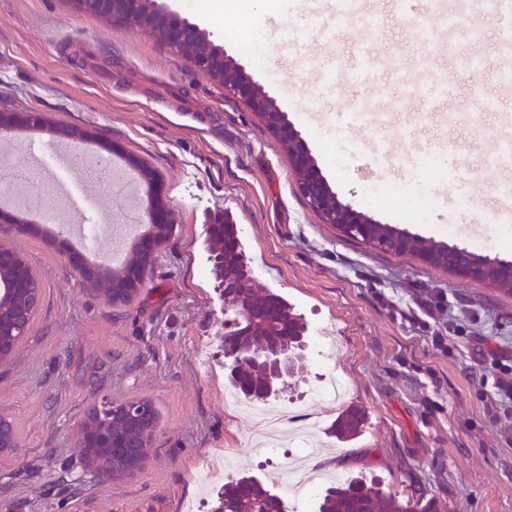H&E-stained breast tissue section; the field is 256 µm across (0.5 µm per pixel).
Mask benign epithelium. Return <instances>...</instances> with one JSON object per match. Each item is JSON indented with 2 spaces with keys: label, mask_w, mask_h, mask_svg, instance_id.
<instances>
[{
  "label": "benign epithelium",
  "mask_w": 512,
  "mask_h": 512,
  "mask_svg": "<svg viewBox=\"0 0 512 512\" xmlns=\"http://www.w3.org/2000/svg\"><path fill=\"white\" fill-rule=\"evenodd\" d=\"M72 3L78 10L94 14L114 25L140 26L176 52L191 57L195 66L223 84L228 94L246 104L256 114L270 119L272 131L286 146L290 165L300 178V190L314 212L345 232L354 224L373 223L362 211L342 200L331 189L303 139L288 123L274 99L224 53L222 46L209 40L207 33L197 23L161 6L157 0H72ZM44 124V118L37 112L16 113L0 109V130L3 132L18 127L40 129ZM141 223H172L170 212L160 196L149 198ZM156 247L157 242L154 240L142 244L139 261L130 278L141 276L144 266L155 258ZM68 259L87 278L98 281L106 294H112L115 284L112 278L105 276L104 269L85 263L82 256L76 253L68 255ZM448 261L450 269L460 276L481 281L493 278L512 285L511 262L480 258L459 247L448 253ZM121 412L134 422L148 418L145 404L140 401L127 402ZM82 447L110 450L122 447V443L112 431V426L99 415L85 421Z\"/></svg>",
  "instance_id": "7a95c632"
}]
</instances>
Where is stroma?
<instances>
[{
	"label": "stroma",
	"mask_w": 512,
	"mask_h": 512,
	"mask_svg": "<svg viewBox=\"0 0 512 512\" xmlns=\"http://www.w3.org/2000/svg\"><path fill=\"white\" fill-rule=\"evenodd\" d=\"M205 29L264 86L300 133L338 195L373 221L430 242L512 261V223L492 222L486 206L512 166L487 171L512 120V87L498 83L504 63L495 20L470 8L451 45L402 35L397 0H371L387 18L369 52L379 67L405 72L417 94L397 109L398 86L385 79L326 89L314 63L348 66L365 17L325 43L306 26L300 6L261 0L256 9H224V0H159ZM484 25L471 42L472 25ZM473 54L486 68L460 66ZM497 103L493 115L475 98ZM369 100L386 125L344 126L339 110ZM0 107L37 112L46 129L0 137L7 162L0 177L24 174L43 184L41 207L23 214L25 230L0 233L41 284L38 308L15 354L0 362V416L16 431L0 451V512H212L217 492L242 474L266 479L256 454L241 447L248 422L225 408L224 298L211 272L206 226L221 214L236 224L257 290L280 294L306 327L301 377L279 407L310 390L328 365L348 382V400L366 422L355 440L329 431L338 409L315 404L319 468L339 481L373 478L384 492H414L441 512H512V418L486 412L499 366L512 365V295L435 267L416 255L386 253L341 235L310 208L288 152L274 133L222 84L136 26H113L68 0H0ZM87 131L84 141L63 130ZM387 140L391 158L368 149ZM135 156L154 176L137 193L159 189L173 229L157 247L138 294L112 304L71 264L65 249L107 265L115 247L92 235L103 220L129 223L118 189L96 187L99 210L73 216L58 193L67 170L54 151L77 158ZM444 169L466 167L468 182L420 167L426 152ZM420 183L427 203L368 200L367 182ZM448 297V314L464 327L449 352L411 320L419 298ZM336 339L331 362L312 342L318 329ZM151 401L159 412L146 458L134 473L102 477L86 464L81 426L102 400Z\"/></svg>",
	"instance_id": "obj_1"
}]
</instances>
